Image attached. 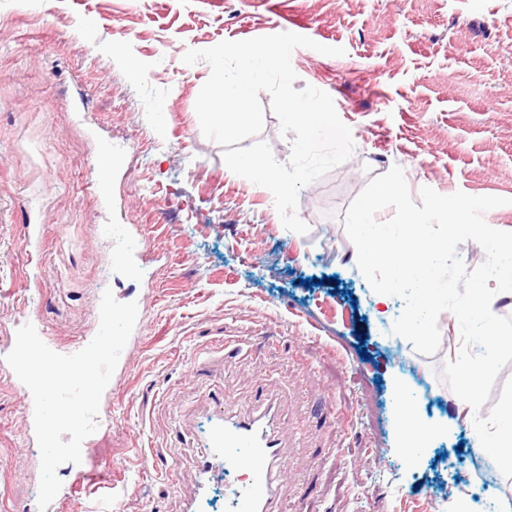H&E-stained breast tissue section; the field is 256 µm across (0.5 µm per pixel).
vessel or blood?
Segmentation results:
<instances>
[{"label":"vessel or blood","instance_id":"1","mask_svg":"<svg viewBox=\"0 0 512 512\" xmlns=\"http://www.w3.org/2000/svg\"><path fill=\"white\" fill-rule=\"evenodd\" d=\"M277 397L266 384L256 387L246 412L227 413L217 407L207 435L201 441L199 488H206L224 471L247 468L248 477L231 492L232 512H279L274 472L282 458V439L277 427ZM75 486L92 484L111 488L110 470L78 469Z\"/></svg>","mask_w":512,"mask_h":512}]
</instances>
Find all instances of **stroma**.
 <instances>
[{"label":"stroma","mask_w":512,"mask_h":512,"mask_svg":"<svg viewBox=\"0 0 512 512\" xmlns=\"http://www.w3.org/2000/svg\"><path fill=\"white\" fill-rule=\"evenodd\" d=\"M279 32L345 50L291 57L294 89L328 93L355 144L300 190L304 235L203 135L210 67L183 61ZM396 165L415 199L506 198L484 219L512 232V0H0V337L34 316L68 348L96 334L107 289L143 326L98 413L94 457L124 478L66 512H184L215 397L242 409L260 381L286 439L281 512H512V478L436 375L459 353L456 317L418 354L391 332L403 300L380 314L357 267L345 213ZM141 249L154 261L124 277ZM407 409L439 430L413 459ZM28 422L0 370V512H39Z\"/></svg>","instance_id":"stroma-1"}]
</instances>
